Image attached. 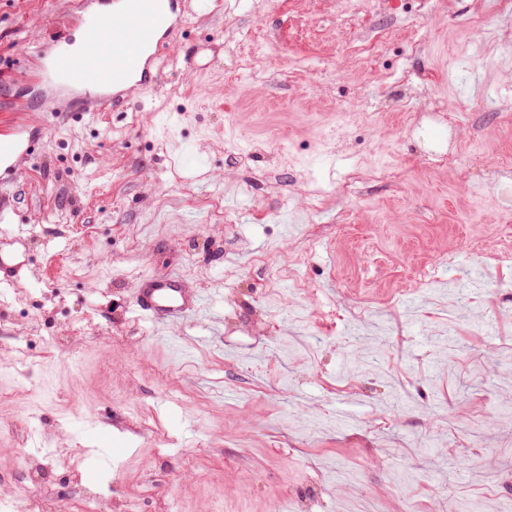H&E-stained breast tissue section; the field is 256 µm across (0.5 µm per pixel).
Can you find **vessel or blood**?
Here are the masks:
<instances>
[{"label": "vessel or blood", "instance_id": "obj_1", "mask_svg": "<svg viewBox=\"0 0 512 512\" xmlns=\"http://www.w3.org/2000/svg\"><path fill=\"white\" fill-rule=\"evenodd\" d=\"M186 0H78L79 21L87 38L79 49H60L54 56L37 51L38 66L29 71L30 83L70 86L80 95L93 81L102 104L115 106L123 92L146 91L158 83V55L164 35L191 13ZM45 129L22 123L0 133V176L14 175L21 158ZM135 307L154 322L174 323L198 313L202 298L174 272L142 276L135 289Z\"/></svg>", "mask_w": 512, "mask_h": 512}]
</instances>
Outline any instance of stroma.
<instances>
[{"mask_svg":"<svg viewBox=\"0 0 512 512\" xmlns=\"http://www.w3.org/2000/svg\"><path fill=\"white\" fill-rule=\"evenodd\" d=\"M71 14L0 0V120L48 126L0 183V512H512V54L462 24L512 19L210 0L74 117L21 79ZM166 271L207 299L178 326L134 305Z\"/></svg>","mask_w":512,"mask_h":512,"instance_id":"35a3bbf8","label":"stroma"}]
</instances>
